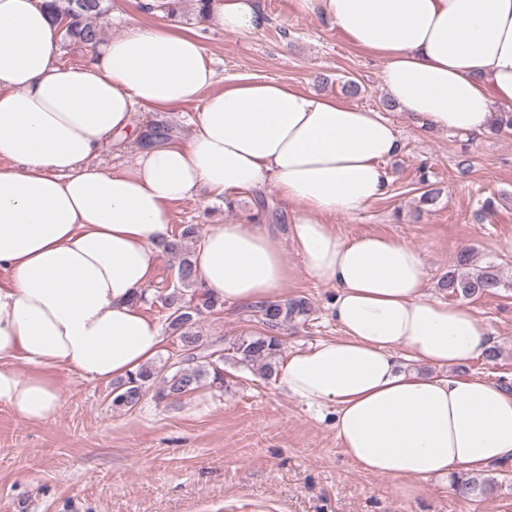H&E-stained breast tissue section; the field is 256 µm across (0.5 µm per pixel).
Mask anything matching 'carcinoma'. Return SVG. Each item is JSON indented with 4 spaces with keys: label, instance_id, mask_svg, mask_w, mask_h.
Instances as JSON below:
<instances>
[{
    "label": "carcinoma",
    "instance_id": "1",
    "mask_svg": "<svg viewBox=\"0 0 512 512\" xmlns=\"http://www.w3.org/2000/svg\"><path fill=\"white\" fill-rule=\"evenodd\" d=\"M104 2L51 0L47 7L52 21L63 31L66 40L93 46L100 40V29L93 24V18L105 11ZM165 250L180 253L176 268L179 287L162 298L163 306L168 310L167 329L177 335L179 353L161 365H144L115 382L109 393L114 409L129 411L150 392L155 400L163 402L192 393L207 383L224 386V351L228 349L233 353L235 365L269 378L278 371L283 345L280 330L287 324L306 322L313 310L305 296L256 304L253 312L262 325L261 330L238 337L226 349L220 341L208 340L196 330L203 311H213L223 306V302L205 294L188 293V289L195 286L190 253L181 251L176 241L166 243ZM508 286L496 265L474 263L469 248L460 251L456 264L440 279V287L447 290L450 298L478 299L495 295ZM453 486L462 497L477 500L493 491V479L473 475L454 482Z\"/></svg>",
    "mask_w": 512,
    "mask_h": 512
}]
</instances>
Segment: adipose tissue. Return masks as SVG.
<instances>
[{"instance_id": "ef3b65f1", "label": "adipose tissue", "mask_w": 512, "mask_h": 512, "mask_svg": "<svg viewBox=\"0 0 512 512\" xmlns=\"http://www.w3.org/2000/svg\"><path fill=\"white\" fill-rule=\"evenodd\" d=\"M383 62L382 85L421 128L490 132L512 105V0H297ZM224 30L266 20L255 0H212ZM60 32L42 0H0V404L31 422L54 418L68 367L111 382L163 342L137 294L171 238V209L198 188L232 198L271 182L292 209L290 238L308 273L335 288L339 336L292 351L281 392L333 407L346 455L399 481L468 476L512 462V389L445 368L483 356L486 331L467 306L423 290L422 251L386 235L353 240L328 219L383 198L401 149L380 113L276 81L216 88L198 40L130 25L87 62H60ZM200 102L184 142L139 144L131 167L92 157L130 133L137 108ZM199 287L224 303L275 300L292 276L282 240L255 224H218L194 256ZM30 365L20 373L14 360ZM425 366L419 374L407 361Z\"/></svg>"}]
</instances>
